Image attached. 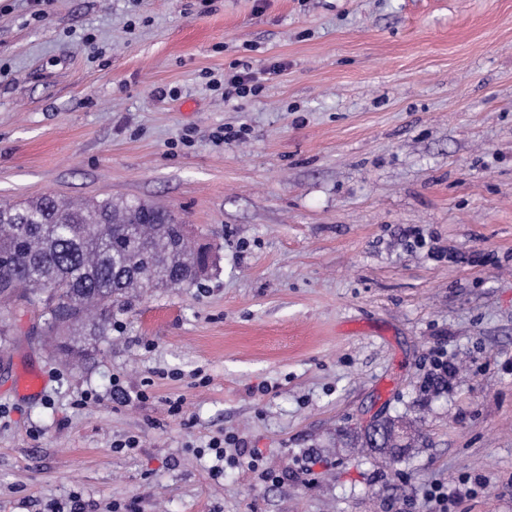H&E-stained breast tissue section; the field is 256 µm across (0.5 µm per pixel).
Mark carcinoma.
Segmentation results:
<instances>
[{
  "label": "carcinoma",
  "instance_id": "carcinoma-1",
  "mask_svg": "<svg viewBox=\"0 0 512 512\" xmlns=\"http://www.w3.org/2000/svg\"><path fill=\"white\" fill-rule=\"evenodd\" d=\"M208 250L194 247L170 210L110 197L66 202L48 194L0 206V297L43 307L57 349L79 361L109 335L112 315L134 298L195 280ZM391 421L374 425L365 444L405 446Z\"/></svg>",
  "mask_w": 512,
  "mask_h": 512
}]
</instances>
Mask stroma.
I'll return each mask as SVG.
<instances>
[{
    "label": "stroma",
    "mask_w": 512,
    "mask_h": 512,
    "mask_svg": "<svg viewBox=\"0 0 512 512\" xmlns=\"http://www.w3.org/2000/svg\"><path fill=\"white\" fill-rule=\"evenodd\" d=\"M248 63L284 69L208 88ZM46 194L169 208L213 264L78 365L0 308V512H512V0H0V203ZM228 432L279 482L213 478ZM283 69L282 64L253 70L249 65L243 67V72L235 74H224V99L233 97L245 98L256 94L262 87L261 81L267 78L266 75H278ZM373 426H374L373 431L375 430V433L369 430L365 436L364 443L368 447L374 448L372 442L375 438L390 440L392 442V445H391L392 450L390 451L389 454L393 458L399 456L402 452H404L405 448H408V445H401L399 443L400 442L398 440L399 437H397V438L394 437L395 424L393 422L388 421V422L376 424Z\"/></svg>",
    "instance_id": "35a3bbf8"
}]
</instances>
